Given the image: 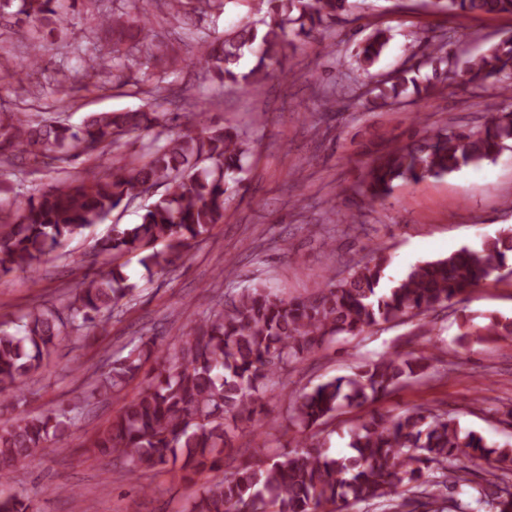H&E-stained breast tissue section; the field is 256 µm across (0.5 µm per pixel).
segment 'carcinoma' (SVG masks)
<instances>
[{
    "instance_id": "1",
    "label": "carcinoma",
    "mask_w": 512,
    "mask_h": 512,
    "mask_svg": "<svg viewBox=\"0 0 512 512\" xmlns=\"http://www.w3.org/2000/svg\"><path fill=\"white\" fill-rule=\"evenodd\" d=\"M100 0H0V17L9 14L29 35L71 24L85 6L93 25V45L84 53V77L105 87L110 73L125 74L150 97L144 107L126 112H98L80 125L35 120L18 107L0 105V161L27 155L62 174L57 185L24 200L10 196L7 173L0 172V272L30 269L64 238H71L156 185L166 192L143 208L137 224H114L94 245L103 264L85 273L59 306L36 305L18 329L0 322V411L18 414L0 430V480L37 449L63 445L79 403L30 416L24 413L25 383L69 331L104 326L135 285L121 259L141 255L147 271H163L181 260L192 244L224 223L228 193L240 182L251 142L206 112L182 105L181 89L165 75L181 61L179 47L158 39L150 15L137 0L104 13ZM166 16L185 25L182 38L199 43L198 64L210 84L203 101L214 100L230 83L249 91L269 78H293L288 51L353 14V0H260L254 17L224 30L220 37L202 34L199 24L218 26L228 0H158ZM450 16L479 18L512 15V0H432ZM389 38L373 29L357 46L355 68L371 73ZM451 37L417 34L405 64L376 80L363 98L381 106L403 100L426 103L448 74L474 88L497 83L486 104L491 118L469 131L440 128L392 149L367 166L357 193L371 208L390 196L398 181L418 183L441 178L464 167L494 160L512 142V37L491 45L448 71ZM43 54L27 59L17 84L38 71ZM252 57L245 71L241 59ZM432 67V76L417 78ZM76 92L64 67L56 70L51 93L70 99ZM131 133L147 141L138 155L119 158L116 170L102 174L90 167L73 174L72 161L102 153ZM391 257L380 247L331 278L309 299L282 298L260 284L242 288L219 309H205L187 325L162 370L147 387L90 439L100 456L118 459V478L182 461L175 477L185 484L223 465L229 435L255 419L264 381L288 363L304 360L339 336H359L368 329L405 317L448 308L467 290L512 267V233L485 239L448 256L417 262L397 278L389 275ZM161 352L157 337L142 336L124 356L91 384L92 396L118 398L144 363ZM434 357L398 350L327 379L310 389L286 395L285 429L303 437L286 442L274 457L241 463L218 482L200 488L181 512H359L364 503L381 512H512V444L489 442L465 429L446 411L417 408L397 415L379 412L359 417L350 428L347 454L328 453L327 441L306 432L326 425L343 408H360L394 393L404 383L431 375ZM493 459L494 470L479 481L469 478L464 460ZM0 512H34L32 500L0 498Z\"/></svg>"
}]
</instances>
